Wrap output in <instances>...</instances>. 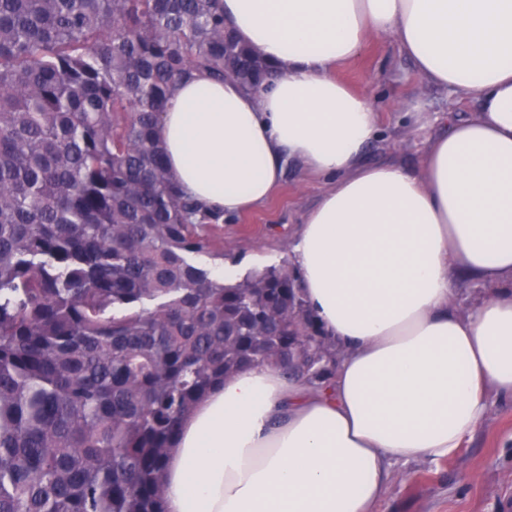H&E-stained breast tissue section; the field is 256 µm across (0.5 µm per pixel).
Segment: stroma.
<instances>
[{
	"mask_svg": "<svg viewBox=\"0 0 512 512\" xmlns=\"http://www.w3.org/2000/svg\"><path fill=\"white\" fill-rule=\"evenodd\" d=\"M338 76L376 103L382 130L367 162L421 171L434 118L448 109L447 90L419 81L388 36L374 38ZM327 187L300 163H288L265 206L220 225L225 258L245 274L288 260L305 215ZM374 512H512V403L492 399L484 422L454 455L392 466Z\"/></svg>",
	"mask_w": 512,
	"mask_h": 512,
	"instance_id": "stroma-1",
	"label": "stroma"
}]
</instances>
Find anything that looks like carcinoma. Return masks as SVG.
Masks as SVG:
<instances>
[{"label":"carcinoma","mask_w":512,"mask_h":512,"mask_svg":"<svg viewBox=\"0 0 512 512\" xmlns=\"http://www.w3.org/2000/svg\"><path fill=\"white\" fill-rule=\"evenodd\" d=\"M197 74H270L222 0H0V512H166L168 450L214 385L328 382L295 267L190 261L224 258V213L178 188L156 127Z\"/></svg>","instance_id":"obj_1"}]
</instances>
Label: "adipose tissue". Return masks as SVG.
I'll use <instances>...</instances> for the list:
<instances>
[{
	"label": "adipose tissue",
	"mask_w": 512,
	"mask_h": 512,
	"mask_svg": "<svg viewBox=\"0 0 512 512\" xmlns=\"http://www.w3.org/2000/svg\"><path fill=\"white\" fill-rule=\"evenodd\" d=\"M275 77L177 86L157 134L178 186L232 217L288 162L328 181L291 249L343 349L328 385L250 365L180 424L167 512H373L394 462L455 454L512 401V0H223ZM392 35L449 112L421 173L369 164L370 95L335 73ZM469 105V113L458 105ZM487 293L455 309L457 280Z\"/></svg>",
	"instance_id": "1"
}]
</instances>
